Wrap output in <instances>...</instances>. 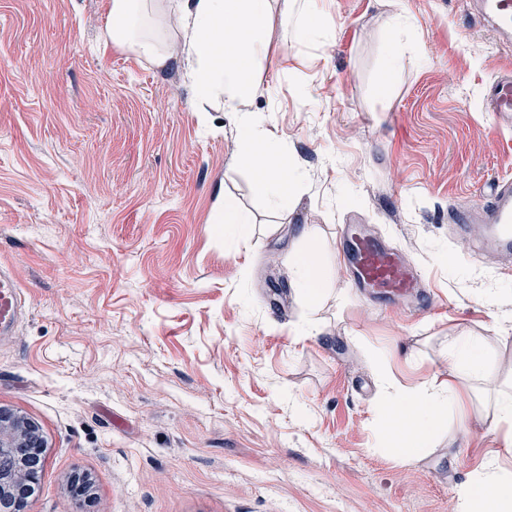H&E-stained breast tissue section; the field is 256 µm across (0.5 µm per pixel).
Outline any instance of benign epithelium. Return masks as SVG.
Instances as JSON below:
<instances>
[{"mask_svg":"<svg viewBox=\"0 0 512 512\" xmlns=\"http://www.w3.org/2000/svg\"><path fill=\"white\" fill-rule=\"evenodd\" d=\"M45 442L38 425L31 419L8 408L0 407V461L12 462V467L0 470V500L32 488L42 472Z\"/></svg>","mask_w":512,"mask_h":512,"instance_id":"1","label":"benign epithelium"}]
</instances>
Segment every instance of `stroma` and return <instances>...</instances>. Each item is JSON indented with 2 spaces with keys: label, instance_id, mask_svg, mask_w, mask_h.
I'll list each match as a JSON object with an SVG mask.
<instances>
[{
  "label": "stroma",
  "instance_id": "stroma-1",
  "mask_svg": "<svg viewBox=\"0 0 512 512\" xmlns=\"http://www.w3.org/2000/svg\"><path fill=\"white\" fill-rule=\"evenodd\" d=\"M396 15L417 38L388 75ZM105 18V0H0V267L28 309L0 341V405L46 443L28 512H456L504 446L474 410L512 385V254L448 226L512 179V127L483 103L512 47L465 0H335L329 39L303 44L273 21L251 108L303 177L274 210L237 114L198 99L184 61L101 50ZM228 200L246 237L224 229ZM343 224L418 265L431 307L353 288ZM302 247L326 271L314 311ZM496 327V386L449 379V337ZM389 376L455 385L405 459L379 413ZM296 283L310 309H315L321 301L323 272L321 266L313 262L308 252H296L292 258Z\"/></svg>",
  "mask_w": 512,
  "mask_h": 512
}]
</instances>
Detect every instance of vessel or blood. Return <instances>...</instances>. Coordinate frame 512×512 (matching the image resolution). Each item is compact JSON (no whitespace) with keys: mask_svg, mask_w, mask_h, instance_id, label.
Listing matches in <instances>:
<instances>
[{"mask_svg":"<svg viewBox=\"0 0 512 512\" xmlns=\"http://www.w3.org/2000/svg\"><path fill=\"white\" fill-rule=\"evenodd\" d=\"M481 17L500 34L512 35V0H476ZM486 108L500 125L512 126V75L503 74L486 93ZM483 212L480 245L483 251L512 250V181H494L481 207L454 210V229L468 234L476 212ZM345 254L352 268V282L361 292L389 299L404 297L421 285L422 273L406 263L397 248L361 228L346 224L341 229ZM26 314L21 291L9 272L0 269V337L13 335Z\"/></svg>","mask_w":512,"mask_h":512,"instance_id":"b4317fda","label":"vessel or blood"}]
</instances>
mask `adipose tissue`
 <instances>
[{
    "mask_svg": "<svg viewBox=\"0 0 512 512\" xmlns=\"http://www.w3.org/2000/svg\"><path fill=\"white\" fill-rule=\"evenodd\" d=\"M292 26L297 39L319 34L325 21L324 0H107L100 33L103 48H116L164 66L174 54L188 63V77L199 98H220L224 108L240 113L239 160L263 185L269 206L282 207L297 193L300 174L285 164V148L274 146L263 126L245 109L263 88L250 65L267 52L265 32L272 18ZM179 40L170 43L169 28ZM488 337H449L451 374L489 381L496 370L488 355ZM454 398L452 388L389 383L380 414L393 425L394 452L410 456L429 447ZM458 512H477L489 504L512 512V475L497 454L456 487Z\"/></svg>",
    "mask_w": 512,
    "mask_h": 512,
    "instance_id": "adipose-tissue-1",
    "label": "adipose tissue"
}]
</instances>
